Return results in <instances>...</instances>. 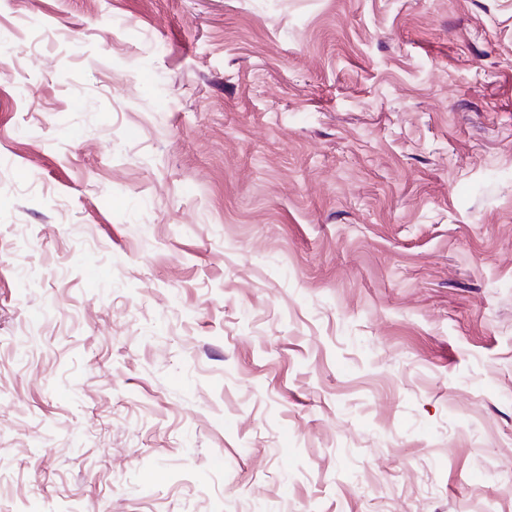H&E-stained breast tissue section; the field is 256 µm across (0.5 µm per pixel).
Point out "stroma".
Returning a JSON list of instances; mask_svg holds the SVG:
<instances>
[{"label": "stroma", "mask_w": 512, "mask_h": 512, "mask_svg": "<svg viewBox=\"0 0 512 512\" xmlns=\"http://www.w3.org/2000/svg\"><path fill=\"white\" fill-rule=\"evenodd\" d=\"M0 512H512V0H0Z\"/></svg>", "instance_id": "1"}]
</instances>
